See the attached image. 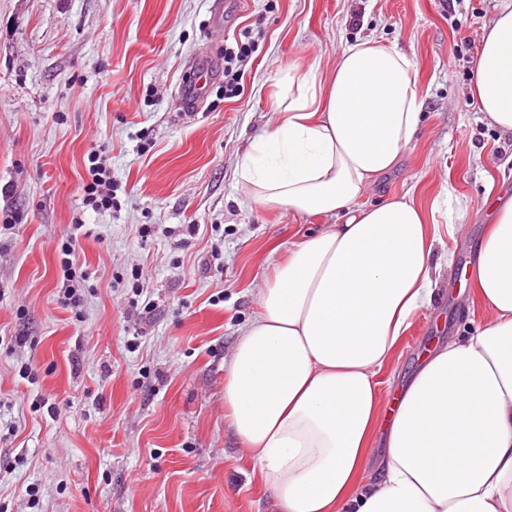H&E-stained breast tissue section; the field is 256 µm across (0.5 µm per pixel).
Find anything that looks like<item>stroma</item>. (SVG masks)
Segmentation results:
<instances>
[{"label":"stroma","mask_w":512,"mask_h":512,"mask_svg":"<svg viewBox=\"0 0 512 512\" xmlns=\"http://www.w3.org/2000/svg\"><path fill=\"white\" fill-rule=\"evenodd\" d=\"M0 0V512H276L224 429L239 328L289 241L320 219L263 207L237 162L276 120L267 80L329 74L363 40L410 58L421 124L364 204L449 191L435 295L378 375L385 399L431 345L484 312L465 272L512 195V135L470 95L493 0ZM249 34L240 91L208 80L179 111L188 62L223 63ZM119 185L82 200L88 157ZM82 225L77 308L62 306L59 247Z\"/></svg>","instance_id":"35a3bbf8"}]
</instances>
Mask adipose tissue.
<instances>
[{"label":"adipose tissue","instance_id":"adipose-tissue-1","mask_svg":"<svg viewBox=\"0 0 512 512\" xmlns=\"http://www.w3.org/2000/svg\"><path fill=\"white\" fill-rule=\"evenodd\" d=\"M275 84L281 117L237 182L326 222L289 244L238 331L226 425L278 512H512V199L493 204L470 271L483 323L425 353L383 410L378 371L433 300L427 215L443 201L362 199L411 143L424 98L408 56L375 40L348 46L325 80L291 69ZM470 93L512 135V0H494Z\"/></svg>","mask_w":512,"mask_h":512}]
</instances>
